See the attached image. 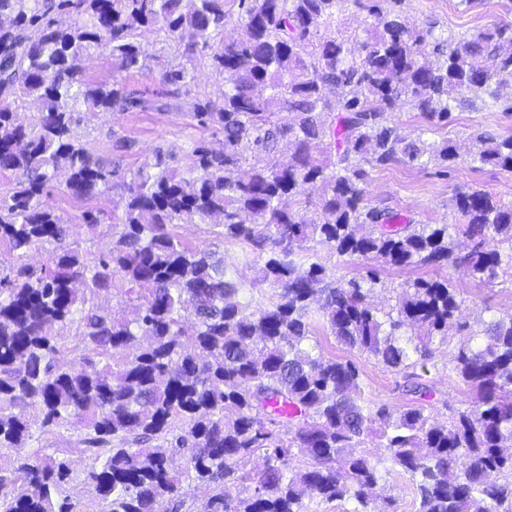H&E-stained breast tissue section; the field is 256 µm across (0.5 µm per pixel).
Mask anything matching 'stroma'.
I'll use <instances>...</instances> for the list:
<instances>
[{"label": "stroma", "instance_id": "35a3bbf8", "mask_svg": "<svg viewBox=\"0 0 512 512\" xmlns=\"http://www.w3.org/2000/svg\"><path fill=\"white\" fill-rule=\"evenodd\" d=\"M506 0H480L474 8L467 9L458 0H401L398 9L409 21L422 24L435 23L436 29L445 35L473 33L506 16ZM139 39L148 53L155 57L150 66L137 73L123 75L124 84L150 99L164 98L166 88L159 80L162 63L177 59L175 49H163L156 33L143 30ZM223 81L207 67L198 68L189 91L181 93L170 110L160 112L101 113L90 121L81 122L77 132L83 143L98 156L120 160L123 167L134 169L149 160L156 146L167 148L179 165H187L188 154L195 141L204 133L192 118L196 102L205 97H218ZM487 130L492 133L512 135V112L501 106L480 105L471 110L457 111L451 123L438 127L433 140L442 139L454 144L460 154L458 163L448 172L438 167L418 169L397 165L388 169L371 170L366 185L368 206L389 207L401 215L423 224L454 223L456 215L449 199L457 186H474L492 193L502 202H512V173L496 167L482 166L468 159L470 136L474 131ZM132 141L131 150L117 148V139ZM47 205L64 218L70 219L87 209L102 210L109 214H121L122 205L111 196L88 199L79 203L68 198L62 186L50 187L45 198ZM180 234L198 247L216 246L228 269L240 271L243 298L260 302L270 293L267 286L252 282L250 271L242 267L244 251L236 243L215 244L210 226L185 224ZM427 267H383L379 270L381 289L376 290L373 300L378 307L389 308L406 283L419 277L433 276ZM445 276L465 299L467 321L489 320L512 313V278L500 277L495 284L478 286L461 278L458 271L445 269ZM316 337L326 355L342 361H351L358 368L367 397L394 409L414 407L413 397L402 394L396 386L397 376L378 364L373 358L357 350L337 344L324 329H317ZM460 343L452 337L448 343L434 347L430 371L425 380L435 392V408L449 406L454 409L467 408L473 397L462 383L448 376V365ZM79 435L73 431H49L36 434L25 447L26 453L36 451L55 459L66 461L74 475H82L87 459L79 450Z\"/></svg>", "mask_w": 512, "mask_h": 512}]
</instances>
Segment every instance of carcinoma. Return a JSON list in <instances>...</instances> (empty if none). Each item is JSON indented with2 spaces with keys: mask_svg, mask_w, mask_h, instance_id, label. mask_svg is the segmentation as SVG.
I'll return each instance as SVG.
<instances>
[{
  "mask_svg": "<svg viewBox=\"0 0 512 512\" xmlns=\"http://www.w3.org/2000/svg\"><path fill=\"white\" fill-rule=\"evenodd\" d=\"M346 2L238 0L243 35L226 42L225 0H0V250L16 259L0 274V512H73L63 490L75 481L92 487L97 512H156L161 500L190 512L186 480L204 487L203 512H313V499L392 512L376 504L393 473L412 482L416 512H512V314L471 329L444 277L412 281L385 311L372 302L376 268L332 279L318 254L451 266L479 285L512 277V203L484 189H452L458 224L365 204L371 169L459 159L427 129L390 124L399 105L433 126L479 102L512 112V23L445 37L375 4L366 37L350 40L333 31ZM59 14L74 22L60 26ZM142 29L181 53L159 72L169 94L204 65L224 81L193 112L222 141H197L186 172L161 147L126 169L77 134L101 112L151 108L79 64L105 53L119 73L144 69ZM470 141L471 162L512 172V135ZM60 171L71 196L123 203L108 249L83 250L44 204ZM304 185L318 190L312 217L292 204ZM102 217L82 211L88 239ZM182 224L247 247L268 301H240L239 275L182 240ZM45 246L48 265L24 262ZM103 296L121 313L102 309ZM318 321L424 404L398 411L366 397L353 363L311 344ZM464 331L448 375L473 405L441 419L421 379L434 341ZM33 413L43 429L80 432L83 478L47 456L5 458L32 439Z\"/></svg>",
  "mask_w": 512,
  "mask_h": 512,
  "instance_id": "cac0c4a2",
  "label": "carcinoma"
}]
</instances>
